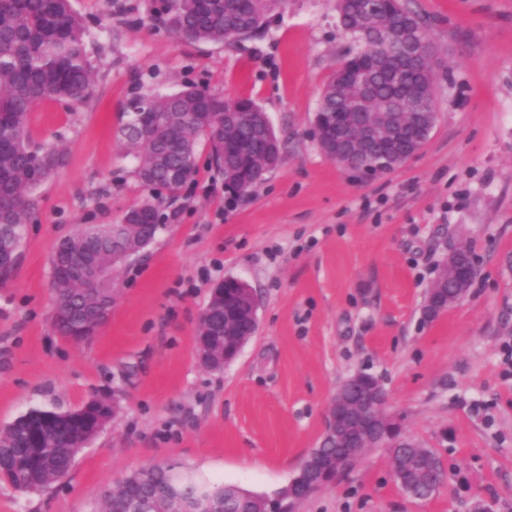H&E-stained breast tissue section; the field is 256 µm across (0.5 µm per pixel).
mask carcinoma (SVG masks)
<instances>
[{"label": "carcinoma", "instance_id": "carcinoma-1", "mask_svg": "<svg viewBox=\"0 0 512 512\" xmlns=\"http://www.w3.org/2000/svg\"><path fill=\"white\" fill-rule=\"evenodd\" d=\"M281 0H167L164 25L188 43H223L225 36L247 40L264 33ZM378 30L363 42L356 27L342 22L353 42L351 52L363 51L378 68L371 77L375 105L398 114L396 125L402 144L414 147L421 132L414 122L418 113L435 106V78L426 69L403 66L396 44L385 42L402 32L408 41L428 47L426 24L407 0H388L375 20ZM85 19L75 13L71 0H0V283H6L16 264L26 224L31 219L29 195L64 164L65 154L53 144L31 140L30 113L48 101L83 102L95 89L96 67L88 51ZM235 121L224 126V98L194 87L177 92H154L133 97L124 108L126 120L118 130L121 148L136 154L135 173L146 186L177 195L197 174L196 140L204 137L225 187L237 195L250 192L266 174L267 154L282 155L275 130L258 132L264 118L261 107L249 98L234 100ZM343 109L350 119L367 111L351 86L339 89L331 74L322 91L320 112ZM246 142L237 153H224V140ZM162 226L154 199L131 207L120 224H88L63 238L52 260L55 292L54 319L67 338H88L105 322L112 308L115 257L112 238L119 234L133 248L150 244ZM94 262L100 273L93 293L83 280L59 275L60 263ZM224 298L214 299L209 313L199 320V335L212 336L216 353L211 367L223 369L224 329L220 324L238 302L254 291L244 283H228ZM460 285L451 269H442L427 299L431 309L441 308L456 296ZM100 407L90 401L82 407L57 412L32 408L0 427V475L15 486L37 492L69 472L79 449L94 436ZM389 452L402 478L418 491L420 500L431 497L444 480V469L435 452L388 433ZM347 449L324 440L314 457L329 459ZM173 465L153 463L126 476L121 485L104 491L100 512H129L136 500H149L169 485ZM211 499L228 503L225 512H265L264 496L245 493L234 485L209 483Z\"/></svg>", "mask_w": 512, "mask_h": 512}]
</instances>
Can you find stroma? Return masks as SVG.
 Here are the masks:
<instances>
[{"instance_id":"35a3bbf8","label":"stroma","mask_w":512,"mask_h":512,"mask_svg":"<svg viewBox=\"0 0 512 512\" xmlns=\"http://www.w3.org/2000/svg\"><path fill=\"white\" fill-rule=\"evenodd\" d=\"M442 68L438 122L421 150L355 183L312 137L327 77L349 46L336 0H286L257 39L187 44L163 0H73L91 20L93 97L31 115L35 143L65 167L32 193L11 279L0 285V426L31 408L66 411L117 394L120 409L40 493L0 480V512H94L131 471L175 460L259 494L285 486L318 447L326 406L357 371L379 378L405 436L432 449L445 481L404 494L384 448L300 512H512V0H410ZM195 84L248 97L269 115L283 159L230 199L198 149V173L164 198V229L129 259L112 310L87 341L53 326L50 258L86 224H115L143 198L117 144L128 100ZM479 275L437 318L425 292L450 249ZM234 276L259 297V330L224 371L202 368L199 316Z\"/></svg>"}]
</instances>
